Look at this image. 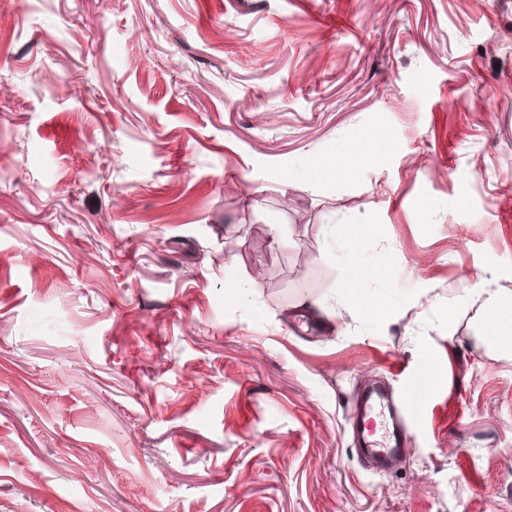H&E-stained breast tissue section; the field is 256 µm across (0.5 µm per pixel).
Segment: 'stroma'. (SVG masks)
Returning <instances> with one entry per match:
<instances>
[{"label":"stroma","instance_id":"35a3bbf8","mask_svg":"<svg viewBox=\"0 0 512 512\" xmlns=\"http://www.w3.org/2000/svg\"><path fill=\"white\" fill-rule=\"evenodd\" d=\"M9 10L0 512H512V0ZM377 382L428 409L387 472ZM350 268L347 272V290L354 299V301L361 305L362 300L358 294L359 284L367 277L372 276V268L366 266L362 261L358 260L355 256H352L349 261ZM488 336H498L496 339L506 348L512 347V306L494 305L490 316L485 322Z\"/></svg>","mask_w":512,"mask_h":512}]
</instances>
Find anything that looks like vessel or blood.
<instances>
[{"label": "vessel or blood", "instance_id": "1", "mask_svg": "<svg viewBox=\"0 0 512 512\" xmlns=\"http://www.w3.org/2000/svg\"><path fill=\"white\" fill-rule=\"evenodd\" d=\"M427 417L425 407L406 403L394 391L375 386L357 401L352 418L360 447L373 464L389 463L411 427Z\"/></svg>", "mask_w": 512, "mask_h": 512}]
</instances>
